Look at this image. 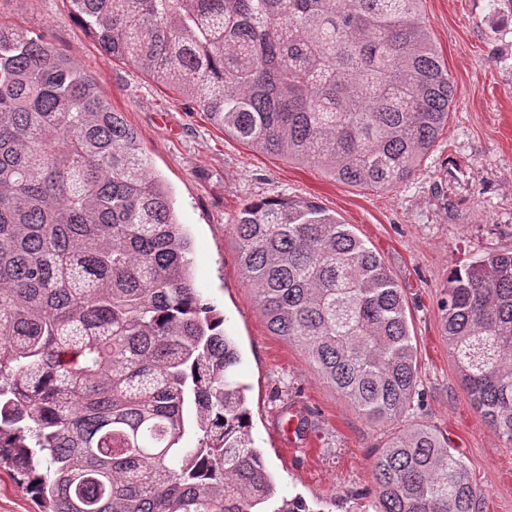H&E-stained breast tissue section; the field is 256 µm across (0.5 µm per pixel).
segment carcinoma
Returning <instances> with one entry per match:
<instances>
[{
    "instance_id": "cac0c4a2",
    "label": "carcinoma",
    "mask_w": 512,
    "mask_h": 512,
    "mask_svg": "<svg viewBox=\"0 0 512 512\" xmlns=\"http://www.w3.org/2000/svg\"><path fill=\"white\" fill-rule=\"evenodd\" d=\"M423 0H69L99 49L224 133L351 185L396 189L448 125ZM269 329L367 419L402 418L417 349L379 253L305 200L233 220ZM192 241L124 114L55 43L0 23V467L40 512H267L240 355L201 302ZM442 335L512 447V252L451 270ZM378 512H484L448 439L391 433Z\"/></svg>"
}]
</instances>
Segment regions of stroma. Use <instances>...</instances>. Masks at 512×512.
I'll return each mask as SVG.
<instances>
[{
    "mask_svg": "<svg viewBox=\"0 0 512 512\" xmlns=\"http://www.w3.org/2000/svg\"><path fill=\"white\" fill-rule=\"evenodd\" d=\"M423 16L455 85L448 129L415 176L392 190L351 186L317 167L225 135L205 113L133 66L102 55L67 0H0V21L54 41L124 113L171 185L193 240L202 300L238 344L251 436L280 496L313 512H374L373 450L393 423L360 414L294 342L270 332L242 274L232 220L257 199H305L335 214L383 258L408 304L418 390L406 419L445 436L486 493L512 512V448L471 402L441 334L438 301L451 269L512 249V14L489 0H424ZM300 423L288 438L282 420ZM0 512H38L27 480L0 468Z\"/></svg>",
    "mask_w": 512,
    "mask_h": 512,
    "instance_id": "35a3bbf8",
    "label": "stroma"
}]
</instances>
